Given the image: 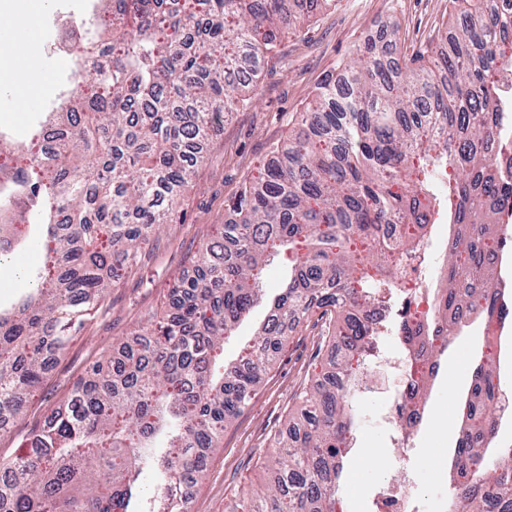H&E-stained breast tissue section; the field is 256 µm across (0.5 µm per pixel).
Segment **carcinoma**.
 Masks as SVG:
<instances>
[{
	"label": "carcinoma",
	"instance_id": "cac0c4a2",
	"mask_svg": "<svg viewBox=\"0 0 512 512\" xmlns=\"http://www.w3.org/2000/svg\"><path fill=\"white\" fill-rule=\"evenodd\" d=\"M106 18L74 46L83 89L47 113L0 190V272L28 280L13 311L0 309V431L26 407L70 338L171 221L173 203L202 158L191 156L224 117L251 104L240 78L278 37L297 28L298 0H95ZM467 22L430 41L406 66L373 42L317 87L288 149L246 182L222 242L198 251L195 273L174 281L172 313L140 330L125 359L93 364L48 407L13 455L0 456V512H180L205 475L209 452L255 394L288 328L312 317L330 364L373 348L371 307L397 311L408 353L402 395L409 417L439 357L473 317L485 333L452 454L448 512H512V446L491 448L502 392L498 332L512 323L501 263L512 255V98L501 72L512 12L491 0H452ZM450 216L440 287L428 308L404 261ZM28 225L44 237L41 271L10 267ZM292 259L252 345L220 369L216 349L262 301L261 270ZM275 438L265 491L231 512H339L352 447L353 401L321 383ZM157 491L142 497V474Z\"/></svg>",
	"mask_w": 512,
	"mask_h": 512
}]
</instances>
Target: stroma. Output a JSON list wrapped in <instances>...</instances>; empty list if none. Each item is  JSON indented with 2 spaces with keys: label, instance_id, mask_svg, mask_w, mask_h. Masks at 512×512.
Here are the masks:
<instances>
[{
  "label": "stroma",
  "instance_id": "1",
  "mask_svg": "<svg viewBox=\"0 0 512 512\" xmlns=\"http://www.w3.org/2000/svg\"><path fill=\"white\" fill-rule=\"evenodd\" d=\"M463 20L451 0H331L300 28L283 33L258 72L253 103L231 113L223 127L204 140L203 160L156 248L125 271L85 328L68 343L54 369L29 396L26 411L0 434V455L13 453L42 421L47 407L65 398L94 362L120 356L135 330L166 315L174 279L192 273L198 250L229 220L228 204L260 166L273 159L275 147L294 137L300 113L327 76L337 73L365 41L380 39L386 31L396 30L399 50L410 54ZM44 64L54 73L52 92L25 97L8 89L0 92V126L14 138H26L38 115L50 111L54 90L73 81L65 59L48 54ZM482 331V321L474 320L441 356L438 375L426 395L423 422L410 436L413 455L407 461L393 447L383 422L398 376L373 364L366 393L354 400L356 442L345 475L355 483L340 493L342 512H374L379 488L408 471L413 474L419 512H445L457 439L456 429L446 423L471 382L472 345ZM326 354L319 328L302 325L289 335L262 374L249 406L210 453L187 512H224L231 503L265 488L272 440L296 411L299 395L323 379Z\"/></svg>",
  "mask_w": 512,
  "mask_h": 512
}]
</instances>
